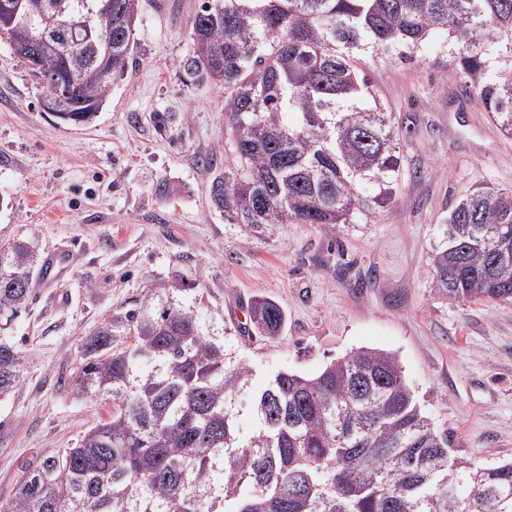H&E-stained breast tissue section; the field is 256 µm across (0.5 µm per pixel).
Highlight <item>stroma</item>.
Segmentation results:
<instances>
[{"label": "stroma", "instance_id": "1", "mask_svg": "<svg viewBox=\"0 0 512 512\" xmlns=\"http://www.w3.org/2000/svg\"><path fill=\"white\" fill-rule=\"evenodd\" d=\"M199 0H142L128 67L95 120L60 124L0 40V243L28 239L39 256L74 248L73 269L32 288L8 341L25 373L0 396V502L46 452L71 448L108 419L104 397L74 382L82 343L113 311L173 275L199 285L197 311L258 377L318 374L360 348L394 353L425 412L447 426L455 455L512 461V304L454 302L433 286L432 247L455 201L512 189V138L452 77L440 48L363 58L396 129L401 181L365 224H278L256 236L211 202L231 165L224 88L187 75ZM216 167L207 171L202 158ZM279 303V336L258 335L249 305Z\"/></svg>", "mask_w": 512, "mask_h": 512}]
</instances>
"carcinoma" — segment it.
Wrapping results in <instances>:
<instances>
[{
    "label": "carcinoma",
    "instance_id": "cac0c4a2",
    "mask_svg": "<svg viewBox=\"0 0 512 512\" xmlns=\"http://www.w3.org/2000/svg\"><path fill=\"white\" fill-rule=\"evenodd\" d=\"M92 31L35 52L57 4ZM0 0V27L59 120H93L125 72L141 0ZM179 67L224 85L235 168L212 180L216 209L264 235L277 224H356L395 197V128L361 56L440 43L452 74L512 138V0H201ZM32 244H0V331L27 307ZM452 301L512 304V190L483 187L450 209L433 252ZM183 277L147 289L83 345L79 395L109 419L50 451L0 512H512V463L453 454L398 358L361 348L306 376L257 380L228 337L205 327ZM250 320L278 335L268 297ZM25 356L0 338V396Z\"/></svg>",
    "mask_w": 512,
    "mask_h": 512
}]
</instances>
